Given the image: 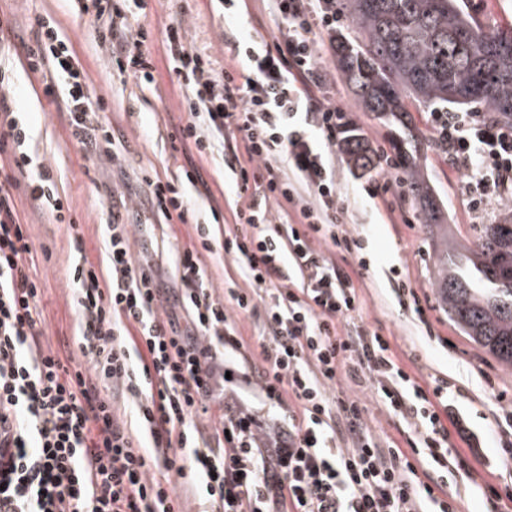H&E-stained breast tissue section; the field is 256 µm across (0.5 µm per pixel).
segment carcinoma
<instances>
[{
	"label": "carcinoma",
	"instance_id": "carcinoma-1",
	"mask_svg": "<svg viewBox=\"0 0 512 512\" xmlns=\"http://www.w3.org/2000/svg\"><path fill=\"white\" fill-rule=\"evenodd\" d=\"M354 30L332 36L334 64L364 112L400 127L405 174L422 223L439 236L435 287L448 317L512 370V213L473 234H448L418 162L410 105L478 106L512 124V28L473 15L462 0H342ZM355 168L377 161L358 134L341 145Z\"/></svg>",
	"mask_w": 512,
	"mask_h": 512
}]
</instances>
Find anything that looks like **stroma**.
Masks as SVG:
<instances>
[{"label": "stroma", "instance_id": "1", "mask_svg": "<svg viewBox=\"0 0 512 512\" xmlns=\"http://www.w3.org/2000/svg\"><path fill=\"white\" fill-rule=\"evenodd\" d=\"M0 19L12 32L0 40V69L14 78L5 93L14 111L31 128L30 149L53 173L64 203L63 221L36 209L27 192H20L18 208L36 253L42 254L37 270L42 281L40 306L47 340L62 357L82 361L71 338L79 320L72 265L85 254L95 267H103L105 242L102 225L111 212H120L132 224L134 259L151 268L166 287L177 285L175 251L196 239L193 224H164L153 215L145 193L147 180L174 179L182 170L197 168L202 177L192 190L199 222L219 220L234 224V211L245 204L228 177L221 157H199L193 144L180 140L186 121L181 90L168 64L163 32L170 22L181 25L187 47L203 51L227 69L238 68L225 41L233 35L271 39L276 21L262 0H237L234 16H225L214 0H141L132 7V28L148 31L147 47L156 65L149 85L113 72L109 51L98 44L90 15L79 13L76 0H0ZM56 22L70 40L87 81L108 108L99 119L107 125L121 150L119 163L104 156L86 157L71 140L66 112L50 103L40 78L29 73L23 43L31 39L39 20ZM330 102L343 106L358 134L372 149L392 151V131L371 113L359 111L354 95L340 77H331L323 89ZM420 135V166L448 223L470 233L472 225L492 224L504 213L500 199H489L482 212H473L463 188L465 177L434 149V132L421 108L410 112ZM336 190L347 208L344 231L364 241L361 254L340 253L337 267L349 273L356 288L360 313L353 323L360 332L379 333L390 342L398 363L426 389L447 388L449 401L463 416L462 428H450L449 444L457 449L455 480L458 512H512V501L491 506L483 486H512V460L500 456L501 444L512 441L502 430L504 405H512V370L503 369L479 346L464 336L443 310L434 286V243L421 224L407 186L395 187L383 197H369L367 187L375 173L353 169L343 152H336ZM215 297L227 299L229 289H249L233 255L216 238L211 251L201 254ZM406 283L417 294L421 311L401 304L396 293ZM337 390L359 395L368 407L365 422L380 437L394 439L400 447L413 445L416 436L401 418L382 411L366 387L345 374L336 378Z\"/></svg>", "mask_w": 512, "mask_h": 512}]
</instances>
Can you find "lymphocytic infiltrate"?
<instances>
[{
  "mask_svg": "<svg viewBox=\"0 0 512 512\" xmlns=\"http://www.w3.org/2000/svg\"><path fill=\"white\" fill-rule=\"evenodd\" d=\"M266 2L278 34L235 46L246 60L239 70L186 48L180 25L164 31L187 114L183 138L203 157L230 140L244 144L229 169L251 200L236 210L224 251L254 291L214 297L199 249L183 248L175 300L190 323L181 326L160 313L164 290L134 259L129 225L113 217L104 226L107 279L86 256L75 264L81 364L44 345L37 255L16 197L27 187L57 217L63 205L50 169L27 150V126L0 96V155L9 157L0 166V454L10 460L0 470V512H182L185 484L202 489L211 512H457L447 492L456 467L443 421L447 396L426 392L383 336L340 332L359 303L351 277L325 250L353 254L361 242L336 231L346 210L330 155L349 122L318 96L329 75L319 36L336 31V0ZM81 11L92 16L98 43L111 47L113 69L152 83L148 32L127 31L125 0H84ZM26 59L45 95L67 112L72 139L118 158L96 118L106 102L57 24H39ZM427 120L449 163L466 174L474 212L489 198L512 199V125L486 112H432ZM197 179L188 171L150 181L152 211L164 223H187L186 192ZM281 201L295 223L273 224L271 205ZM297 277L302 287H293ZM235 311L263 314L256 392L235 361L243 348ZM341 370L409 422L418 446L372 434L361 400L336 389ZM118 395L132 403L142 435L121 422ZM202 416L213 440L203 448ZM337 420L344 432H336Z\"/></svg>",
  "mask_w": 512,
  "mask_h": 512,
  "instance_id": "obj_1",
  "label": "lymphocytic infiltrate"
}]
</instances>
